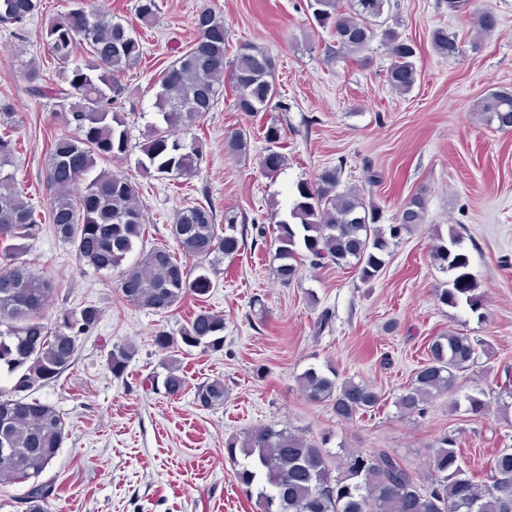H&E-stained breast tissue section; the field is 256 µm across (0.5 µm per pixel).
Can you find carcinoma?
I'll return each mask as SVG.
<instances>
[{
  "instance_id": "obj_1",
  "label": "carcinoma",
  "mask_w": 512,
  "mask_h": 512,
  "mask_svg": "<svg viewBox=\"0 0 512 512\" xmlns=\"http://www.w3.org/2000/svg\"><path fill=\"white\" fill-rule=\"evenodd\" d=\"M388 0H312L313 17L331 24L336 44L345 54H358L381 30L391 63L386 80L400 94L409 93L418 72L415 45L383 19ZM38 0H0V25L20 28L37 10ZM141 24L156 22V0H136ZM473 26L480 33L497 27L490 10L475 13ZM195 42L160 73L155 108L159 119L149 126L140 145L137 166L157 178L191 179L198 173L204 142L192 130L213 111L224 96L229 77L233 106L245 115L263 112L279 96L278 60L253 42L242 43L233 58L226 56L224 18L203 8L194 19ZM44 41L57 64L58 81L37 84L40 68L27 64L30 93L52 101L55 114L74 123L75 137L50 142L45 182L49 190V221L59 238L69 243L78 260L94 269L114 270L144 234V205L139 185L110 169L96 170L97 161L129 155L124 105L137 89L123 82L144 54L137 32L96 9L88 0L74 6L44 28ZM434 49L443 57L462 53L457 40L437 29L431 34ZM501 130H512V91H495L476 104ZM282 127L264 129L268 144L261 160L265 174L276 175L285 164L277 151ZM227 152L243 157L249 152L245 134L227 135ZM14 148L0 137V371L12 376V386L0 389V487L28 484L19 499L23 512H49L52 484L40 476L55 458L65 438V421L52 406L33 397L41 387L58 380L74 363L77 341L97 326L101 313L92 305L64 309L51 323L46 317L53 288L23 259L21 240L39 227L31 199L16 186ZM344 164L321 168L311 182H300L288 218L275 222V269L288 285L306 264L353 266L365 282L384 270L387 257L403 236L425 223L426 200L413 194L400 206L390 224L373 201L356 187L342 186ZM84 189L75 190L81 177ZM216 224L211 207L195 204L182 209L171 225V235L181 253L194 260L187 266L172 252L156 247L142 252L138 261L121 272L120 292L129 304L166 313L185 296L204 297L214 283L212 257L233 258L246 245L248 229L265 237V227L237 226V217ZM431 263L450 276L449 287L437 300L444 306H464L477 314L484 295L468 271L469 258L463 236L449 229L436 233ZM153 345L166 354L165 373L155 375V388L168 396L185 389L174 353L200 348L224 350V315L201 310L178 332L161 329ZM134 355L129 344H116L109 353L112 375L121 378ZM477 343L464 333L450 331L434 337L426 358L415 369L411 383L396 398L399 412L422 416L428 401L453 390L457 374L476 359ZM301 394L311 403L325 404L340 421H351L372 412L382 394L373 385L352 378L338 380L336 370L309 367L297 377ZM224 381L213 379L195 387L194 402L203 409L224 403ZM484 392L468 395L467 412L485 415ZM457 443L445 435L437 440L423 478L406 468L384 448L369 453L349 452L332 475L330 455L313 440L288 429L257 426L225 442L227 457L237 466L238 483L257 484L259 512H512V448H503L493 459L488 481L474 482L460 464Z\"/></svg>"
}]
</instances>
